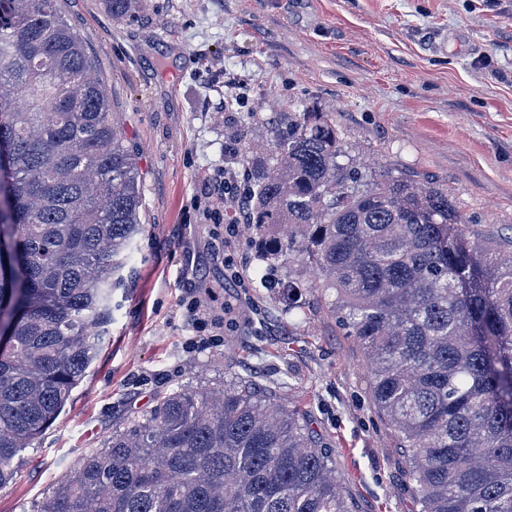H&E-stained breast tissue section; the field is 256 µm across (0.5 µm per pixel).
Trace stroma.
<instances>
[{
  "mask_svg": "<svg viewBox=\"0 0 512 512\" xmlns=\"http://www.w3.org/2000/svg\"><path fill=\"white\" fill-rule=\"evenodd\" d=\"M57 4L134 150L145 233L96 362L15 459L0 512H32L169 390L230 379L305 411L359 512H412L407 454L370 399L363 348L312 267L289 268L305 287L298 311L266 287L264 240L248 224L224 235L237 218L224 184L245 194L230 156L267 138L266 119L326 112L355 164L432 179L471 237L512 240V0H137L118 19L105 0ZM228 257L243 287H225Z\"/></svg>",
  "mask_w": 512,
  "mask_h": 512,
  "instance_id": "stroma-1",
  "label": "stroma"
}]
</instances>
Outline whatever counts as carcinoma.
<instances>
[{
    "instance_id": "cac0c4a2",
    "label": "carcinoma",
    "mask_w": 512,
    "mask_h": 512,
    "mask_svg": "<svg viewBox=\"0 0 512 512\" xmlns=\"http://www.w3.org/2000/svg\"><path fill=\"white\" fill-rule=\"evenodd\" d=\"M13 193L0 304V485L64 409L112 325L143 234L132 154L56 0H0V147ZM336 122L280 112L239 162L263 258L311 264L408 448L418 512H512V251L448 191L342 163ZM288 309L299 286L279 278ZM33 512H356L299 409L248 381L178 387Z\"/></svg>"
}]
</instances>
